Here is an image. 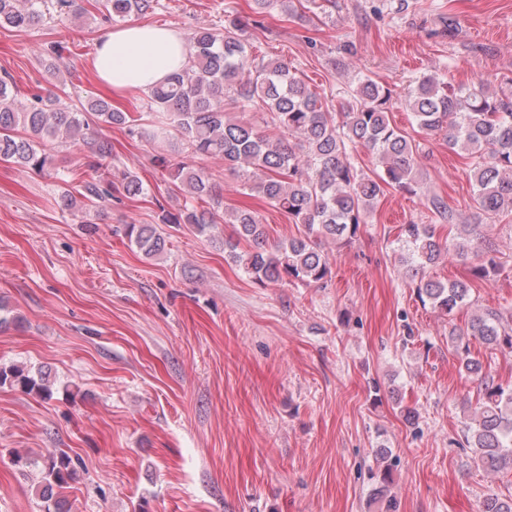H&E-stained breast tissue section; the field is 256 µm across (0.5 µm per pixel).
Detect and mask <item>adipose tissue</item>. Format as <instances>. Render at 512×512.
Masks as SVG:
<instances>
[{
    "label": "adipose tissue",
    "mask_w": 512,
    "mask_h": 512,
    "mask_svg": "<svg viewBox=\"0 0 512 512\" xmlns=\"http://www.w3.org/2000/svg\"><path fill=\"white\" fill-rule=\"evenodd\" d=\"M187 47L173 29L145 24L114 27L95 48L93 69L100 83L120 96L147 91L187 62Z\"/></svg>",
    "instance_id": "ef3b65f1"
}]
</instances>
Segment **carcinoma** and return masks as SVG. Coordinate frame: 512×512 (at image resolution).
Returning <instances> with one entry per match:
<instances>
[{"label": "carcinoma", "instance_id": "carcinoma-1", "mask_svg": "<svg viewBox=\"0 0 512 512\" xmlns=\"http://www.w3.org/2000/svg\"><path fill=\"white\" fill-rule=\"evenodd\" d=\"M93 8L103 20L114 21L152 13L159 0H95ZM52 10L60 17H83L76 0H0V25L35 28ZM256 24L257 20L233 12L224 16L222 31L194 30L186 39L187 64L150 90L147 108L167 114L188 152L245 172L242 191L260 195L303 227L299 236L271 247L255 212L232 210L224 223L233 232L222 245L233 262L261 284H324L331 279L324 243L356 241L368 212L388 190L418 194L420 142L391 119L396 104L392 90L368 75L350 85L340 111H327L321 95L287 61H265L248 52L246 35ZM40 54L54 72L68 70L61 45L51 44ZM401 104L413 114L417 134L441 135L448 149L469 156L473 195L484 215L512 213L511 96L490 90L482 80L456 86L444 75L427 74L409 87ZM258 107L272 115L288 139L272 142L252 122L228 115L230 110L244 113ZM112 126L131 137L158 135L144 127L142 116L113 106L102 95H87L79 109L38 88L28 90L20 100L12 76L0 77V162L66 183L72 170L56 164L49 146L66 143L83 155L90 174L75 191L62 192L65 210L103 207L119 190L128 196L144 192L135 172L126 169L114 177L104 165L112 145L101 128ZM361 149L375 157L376 168L369 173L357 166ZM158 164L189 198L177 212L166 213L163 222L185 224L201 236H210L217 223L207 207L217 196L210 173L183 160L173 163L162 157ZM125 235L147 256L163 251L164 238L152 224H129ZM399 241V261L418 297L448 316L468 303L471 285L430 278L427 267L446 257L467 261L476 280H491L503 268L478 233L444 245L435 237L433 225L404 224ZM243 242L245 250L240 248ZM467 336L512 353V316L506 319L488 309L473 317L466 332L456 338L461 368L477 381L479 397V407L464 423L458 444L471 449L474 462L485 471H512V385L482 372L480 362L470 356ZM6 385L28 395L52 396L41 374L16 365L0 366V387ZM41 460L36 493L57 508L58 490L74 479L75 470L64 453L48 452ZM480 512H512V496L490 495Z\"/></svg>", "mask_w": 512, "mask_h": 512}]
</instances>
